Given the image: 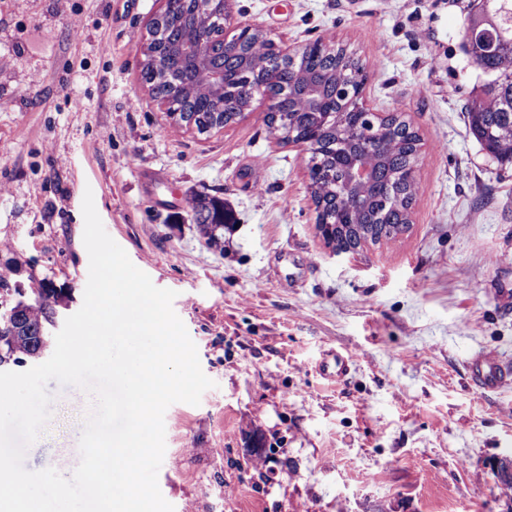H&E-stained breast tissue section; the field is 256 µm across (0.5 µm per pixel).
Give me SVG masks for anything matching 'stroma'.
I'll return each instance as SVG.
<instances>
[{"mask_svg": "<svg viewBox=\"0 0 512 512\" xmlns=\"http://www.w3.org/2000/svg\"><path fill=\"white\" fill-rule=\"evenodd\" d=\"M470 0H234L277 45L325 36L368 66L362 97L422 142L410 226L337 255L315 228L307 154L254 101L206 134L172 130L139 60L161 0H0V273L60 289L88 280L82 201L160 288L214 382L164 416L158 485L174 512H503L488 463L512 456V386L474 388L490 354L512 368V166L470 134L476 68L459 51ZM77 18L79 30L69 20ZM234 221L215 247L193 195ZM353 360L341 380L321 354ZM24 465L80 462L92 399L50 382Z\"/></svg>", "mask_w": 512, "mask_h": 512, "instance_id": "1", "label": "stroma"}]
</instances>
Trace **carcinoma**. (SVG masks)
<instances>
[{"mask_svg":"<svg viewBox=\"0 0 512 512\" xmlns=\"http://www.w3.org/2000/svg\"><path fill=\"white\" fill-rule=\"evenodd\" d=\"M151 27L159 37L141 49V78L155 98L175 104L200 132L235 122L249 106L243 87L255 78L264 81L280 107V114H266L270 133L283 143L293 138L315 146L309 163L323 175L310 188L329 239L376 244L406 231L419 192L409 173L421 139L397 117L380 137L365 135L339 99V90L355 83L360 72L345 49L305 52L296 62L269 70L258 66L266 55L263 40L244 44L235 54L221 52L220 6L202 8L196 0L161 12ZM463 28L461 49L479 70L466 109L469 132L500 164L512 165V0H472ZM343 154L369 167V186L349 185ZM190 208L199 233L219 245L227 221L224 201L195 196ZM57 299L45 280L32 281L27 304L12 308L8 324L0 327V348L19 363L49 353L54 341L46 324Z\"/></svg>","mask_w":512,"mask_h":512,"instance_id":"cac0c4a2","label":"carcinoma"}]
</instances>
